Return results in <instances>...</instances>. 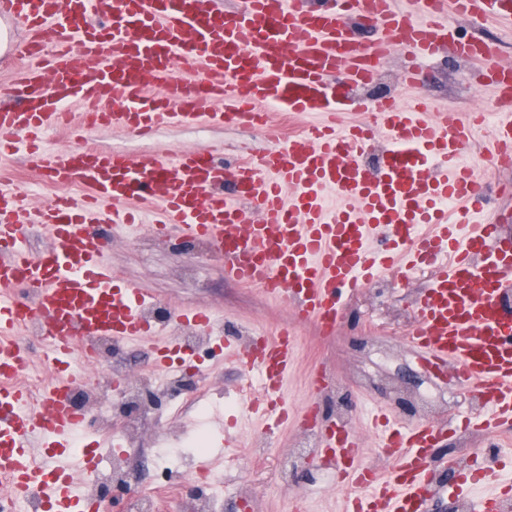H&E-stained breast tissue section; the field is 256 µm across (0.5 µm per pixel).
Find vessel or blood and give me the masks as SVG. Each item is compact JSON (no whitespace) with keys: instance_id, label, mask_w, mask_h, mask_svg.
<instances>
[{"instance_id":"vessel-or-blood-1","label":"vessel or blood","mask_w":512,"mask_h":512,"mask_svg":"<svg viewBox=\"0 0 512 512\" xmlns=\"http://www.w3.org/2000/svg\"><path fill=\"white\" fill-rule=\"evenodd\" d=\"M475 18L512 23V0H242L225 12L213 0H0V58L12 60L17 98L0 105V155L24 149L31 170L83 190L34 206L0 178V483L35 492L42 512H88L78 474L96 451L73 449L86 423L71 403L83 380L76 359L108 336L152 341L156 368L173 363L174 338L143 316L147 295L119 284L103 258L112 240L102 226L134 229L135 203L151 212L154 235L177 228L208 239L229 280L281 299L327 335L348 292L386 271L431 268L406 345L485 398L488 431L511 424L512 247L483 220V188L464 158L479 116L355 94L393 54L478 62L500 112L484 152L503 158L512 150V63L496 40L459 35L460 22ZM186 64L200 77L182 78ZM152 83L160 93L148 94ZM69 106L82 125L138 135L176 125L267 131L273 106L304 128L231 164L200 149L134 159L80 147L58 157L46 137ZM349 111L367 118L347 121ZM380 139L387 146L368 167ZM34 226L50 240L37 254L25 244ZM172 320L214 329L206 309H177ZM30 327L48 341L56 375L39 402L18 382V332ZM298 344L287 327L242 348L224 342L259 372L267 427L298 420L317 430V462L343 489L342 512H426L432 477L448 465L438 426L383 421L392 466H364L353 428L322 418L312 402L289 411L283 387ZM498 474L489 456L459 470L483 490L473 512H497L507 494Z\"/></svg>"}]
</instances>
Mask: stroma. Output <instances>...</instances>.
Listing matches in <instances>:
<instances>
[{
    "instance_id": "stroma-1",
    "label": "stroma",
    "mask_w": 512,
    "mask_h": 512,
    "mask_svg": "<svg viewBox=\"0 0 512 512\" xmlns=\"http://www.w3.org/2000/svg\"><path fill=\"white\" fill-rule=\"evenodd\" d=\"M423 70L421 92L431 111L466 112L492 102L491 91L478 84L477 64L445 56L424 63ZM50 144L58 156L82 146L133 157L215 147L231 159L267 148L271 140L250 128H168L146 140L120 131H76L65 125L51 134ZM106 260L124 280L157 303L212 309L223 320L225 334L244 337L283 326L295 329L299 349L288 378L289 408L301 409L311 399L310 376L321 366L329 373L330 389L350 391L354 427L360 433L368 431V411L383 404L400 423L426 420L446 426L442 447L447 455H455L459 428L453 425L448 408L465 402L471 390L453 377L435 376L403 342L417 300L428 283V273L415 274L408 281L387 276L365 293L350 296L335 333L325 335L313 323L296 320L285 302L227 280L224 263L209 244L187 240L180 232L165 240L146 231L113 236ZM197 371L207 378L215 395L235 392L242 385L239 369L221 355L204 357ZM201 427L210 448L204 461L213 466L223 465L220 450L225 442L235 439L240 447L248 448L257 436L266 435L260 422L237 423L234 413L219 404L210 410ZM300 433V426L292 424L266 435L265 466L250 485L225 492L224 512H239L243 496L250 501V512H339L333 474L321 469L315 457L301 456L295 450Z\"/></svg>"
}]
</instances>
